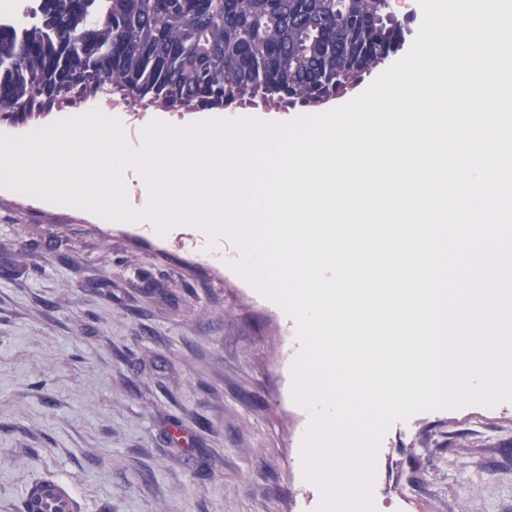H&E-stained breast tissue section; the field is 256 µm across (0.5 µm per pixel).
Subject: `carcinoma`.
<instances>
[{
    "instance_id": "cac0c4a2",
    "label": "carcinoma",
    "mask_w": 512,
    "mask_h": 512,
    "mask_svg": "<svg viewBox=\"0 0 512 512\" xmlns=\"http://www.w3.org/2000/svg\"><path fill=\"white\" fill-rule=\"evenodd\" d=\"M0 21V121L90 95L169 112L314 109L405 42L388 0H32Z\"/></svg>"
}]
</instances>
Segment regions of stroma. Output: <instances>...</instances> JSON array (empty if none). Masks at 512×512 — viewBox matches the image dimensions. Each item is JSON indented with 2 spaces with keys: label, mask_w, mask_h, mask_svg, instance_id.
<instances>
[{
  "label": "stroma",
  "mask_w": 512,
  "mask_h": 512,
  "mask_svg": "<svg viewBox=\"0 0 512 512\" xmlns=\"http://www.w3.org/2000/svg\"><path fill=\"white\" fill-rule=\"evenodd\" d=\"M91 105L140 129L186 112ZM204 228L105 223L0 189V512L35 475L82 512H317L295 320ZM512 512V399L423 411L380 442L374 512Z\"/></svg>",
  "instance_id": "stroma-1"
}]
</instances>
